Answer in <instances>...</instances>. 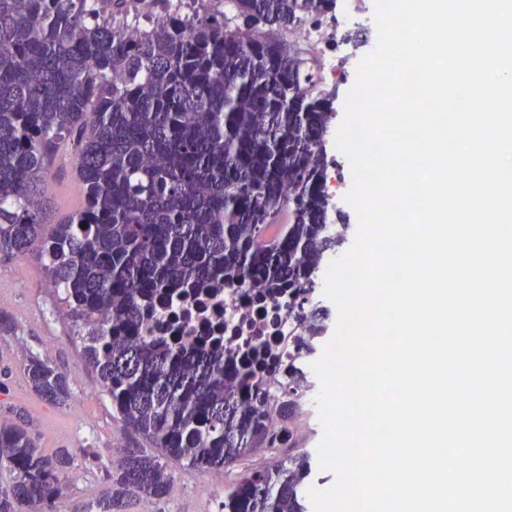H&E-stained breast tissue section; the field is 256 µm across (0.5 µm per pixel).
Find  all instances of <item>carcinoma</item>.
<instances>
[{
	"label": "carcinoma",
	"instance_id": "1",
	"mask_svg": "<svg viewBox=\"0 0 512 512\" xmlns=\"http://www.w3.org/2000/svg\"><path fill=\"white\" fill-rule=\"evenodd\" d=\"M192 2L153 0L145 16L112 0L101 17L88 0H0V258L39 251L112 409L159 450L124 449L85 512H123L132 491L165 499L172 461L203 474L256 449L300 447L312 384L295 356L273 396L258 382L265 350L226 357L219 336L185 350L140 328L178 288H286L302 302L313 289L336 244L331 99L305 50L260 27L318 22L335 0H224V12ZM65 141L84 205L58 220L47 183ZM300 314L313 330L299 352L309 358L325 314ZM24 372L42 400L69 404V377L49 360L31 356ZM288 462L235 482L224 512H305L308 454ZM73 464L0 420V466L13 475L0 512L53 506Z\"/></svg>",
	"mask_w": 512,
	"mask_h": 512
}]
</instances>
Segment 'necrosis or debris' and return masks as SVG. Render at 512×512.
Listing matches in <instances>:
<instances>
[{"label":"necrosis or debris","instance_id":"1","mask_svg":"<svg viewBox=\"0 0 512 512\" xmlns=\"http://www.w3.org/2000/svg\"><path fill=\"white\" fill-rule=\"evenodd\" d=\"M335 20L290 28L288 37L313 52L323 82L336 78L333 31ZM287 290L256 300L252 291L219 288L206 294L177 296L148 315L143 331L148 336H172L183 344L199 343L204 336H220L224 347L243 355L264 341H271L274 358L287 360L288 346L310 336L307 322Z\"/></svg>","mask_w":512,"mask_h":512}]
</instances>
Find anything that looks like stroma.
<instances>
[{"label": "stroma", "instance_id": "stroma-1", "mask_svg": "<svg viewBox=\"0 0 512 512\" xmlns=\"http://www.w3.org/2000/svg\"><path fill=\"white\" fill-rule=\"evenodd\" d=\"M339 24L336 50L337 76L332 89L336 114L345 111V97L358 74L362 57L378 43L374 0H363V12L354 15L352 0H336ZM336 158L340 191L332 198L329 218L348 225L346 240L335 249L346 253L358 228L354 209L345 202L352 184L350 164L329 145ZM58 218H65L84 204L82 185L68 152L57 156L49 179ZM58 293L50 288L44 263L35 253L0 261V311L12 320L9 330L0 332V418L10 417L25 424L39 448L52 454L69 450L75 457L72 477L66 478L63 496L54 512H80L108 485L120 448L150 450L151 445L129 430L112 409L110 397L102 391L95 373L84 364L83 349L74 337L72 322L58 318ZM36 355L50 360L68 374L71 400L57 408L41 400L30 388L24 363ZM284 448L258 449L229 468L200 474L173 463V485L169 496L156 500L131 495L126 512H221L224 493L234 481L255 468L287 466Z\"/></svg>", "mask_w": 512, "mask_h": 512}]
</instances>
